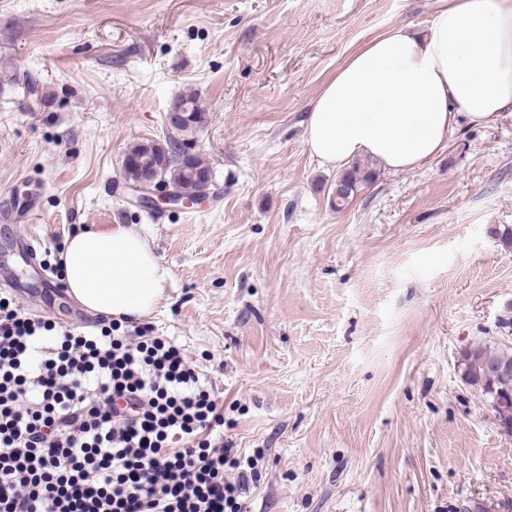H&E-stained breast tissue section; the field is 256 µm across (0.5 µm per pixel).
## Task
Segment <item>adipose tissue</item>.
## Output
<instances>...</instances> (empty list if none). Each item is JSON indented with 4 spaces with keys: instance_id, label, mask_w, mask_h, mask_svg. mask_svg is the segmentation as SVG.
Masks as SVG:
<instances>
[{
    "instance_id": "adipose-tissue-1",
    "label": "adipose tissue",
    "mask_w": 512,
    "mask_h": 512,
    "mask_svg": "<svg viewBox=\"0 0 512 512\" xmlns=\"http://www.w3.org/2000/svg\"><path fill=\"white\" fill-rule=\"evenodd\" d=\"M512 117V0H450L424 33L393 26L330 78L309 109L305 142L320 164L368 157L400 172L420 168L460 121ZM69 293L118 319L150 316L171 279L139 232L85 228L61 253Z\"/></svg>"
}]
</instances>
